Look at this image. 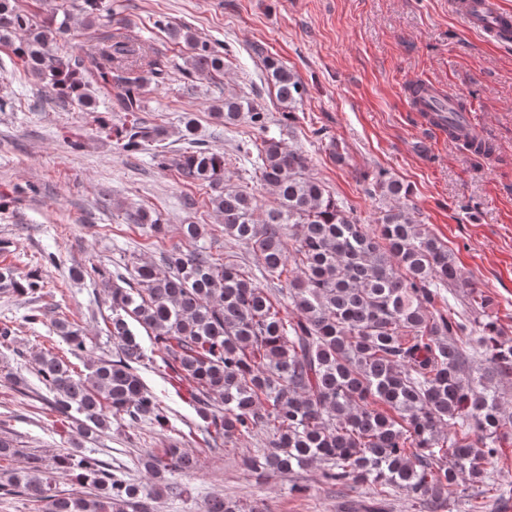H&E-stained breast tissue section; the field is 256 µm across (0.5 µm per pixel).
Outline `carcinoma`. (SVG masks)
Masks as SVG:
<instances>
[{
	"instance_id": "obj_1",
	"label": "carcinoma",
	"mask_w": 512,
	"mask_h": 512,
	"mask_svg": "<svg viewBox=\"0 0 512 512\" xmlns=\"http://www.w3.org/2000/svg\"><path fill=\"white\" fill-rule=\"evenodd\" d=\"M102 11V0H84V27L98 26ZM69 30L66 12L54 11L37 24L14 0H0V41L24 33L14 54L51 95L94 107L89 75L112 91L108 110L124 114V151L160 140L163 127L142 115L143 90L148 80L168 84L179 65L120 32L102 36L91 53L59 55L57 39ZM168 31L191 49L189 74L224 72L222 52L180 27ZM264 66L278 100L291 108L301 97V81L273 58H264ZM214 115L226 125L243 117L261 129L267 124V114L243 97H224ZM155 157L160 168L173 167L184 180L210 188L224 236L253 250L288 304L247 268L198 245L207 225L184 224L182 236L197 247L173 248L158 263H135L119 278L122 285L112 286L110 353L85 373L49 349L37 355L54 411L81 417L85 440L109 430L114 417L164 425L162 400L140 374L147 359L141 328L171 378L191 388L194 410L213 441L268 437L269 451L242 460L260 477L319 463L328 482L366 486L385 498L398 492L418 501L421 512H439L456 491L474 508L458 490L461 480L503 496L484 463L512 436V404L500 388L512 375V342L501 339L488 312L492 299L462 282L448 245L401 206L384 210L373 226L362 223L307 173L302 152L273 136L256 147L259 180L276 195V206L262 218L252 194L224 183V155L200 149ZM375 191L398 201L409 196L385 171ZM129 220L164 231L146 211ZM459 287L469 288L460 309L444 298ZM54 327L71 354L87 349L77 324L59 319ZM19 456L25 466L0 468V496L22 494L45 503L47 512H154L163 493H180L166 474L196 464L179 448L163 456L149 452L143 466L150 480L136 485L96 460L63 451L55 458L57 471L90 487L71 497L54 490L40 456L1 435L0 461ZM207 512L263 510L218 498Z\"/></svg>"
}]
</instances>
